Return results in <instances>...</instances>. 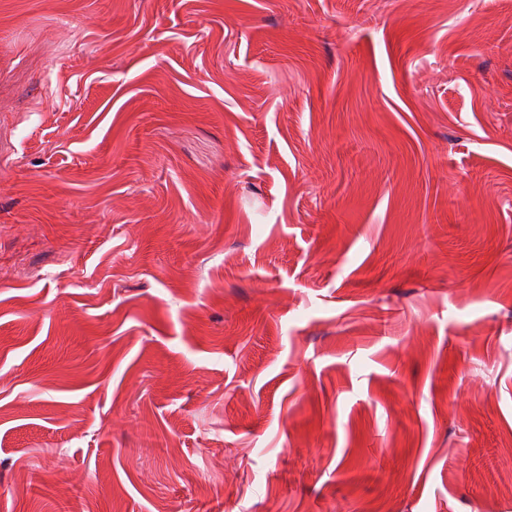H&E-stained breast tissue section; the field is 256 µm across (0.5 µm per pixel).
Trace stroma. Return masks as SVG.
<instances>
[{"label": "stroma", "mask_w": 512, "mask_h": 512, "mask_svg": "<svg viewBox=\"0 0 512 512\" xmlns=\"http://www.w3.org/2000/svg\"><path fill=\"white\" fill-rule=\"evenodd\" d=\"M78 501L512 512V0H0V512Z\"/></svg>", "instance_id": "1"}]
</instances>
